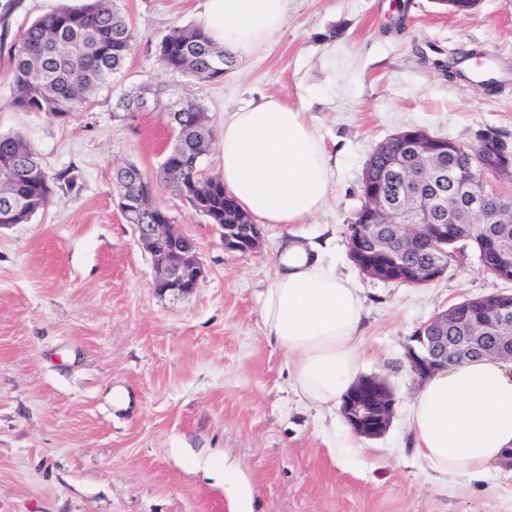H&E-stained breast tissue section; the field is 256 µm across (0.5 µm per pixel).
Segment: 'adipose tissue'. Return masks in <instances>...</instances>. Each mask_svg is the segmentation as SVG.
<instances>
[{"label": "adipose tissue", "mask_w": 512, "mask_h": 512, "mask_svg": "<svg viewBox=\"0 0 512 512\" xmlns=\"http://www.w3.org/2000/svg\"><path fill=\"white\" fill-rule=\"evenodd\" d=\"M288 0H205L199 25L238 60L259 54L282 30ZM220 176L240 207L287 235L260 308L263 335L283 352L295 392L311 408L335 411L354 383L363 346L364 304L322 246L296 225L322 211L334 172L306 112L256 94L225 112ZM417 454L435 473L469 482L512 447V361L474 358L427 379L408 407Z\"/></svg>", "instance_id": "adipose-tissue-1"}]
</instances>
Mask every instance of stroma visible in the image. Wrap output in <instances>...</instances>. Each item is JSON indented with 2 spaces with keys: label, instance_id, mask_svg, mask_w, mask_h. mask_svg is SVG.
<instances>
[{
  "label": "stroma",
  "instance_id": "1",
  "mask_svg": "<svg viewBox=\"0 0 512 512\" xmlns=\"http://www.w3.org/2000/svg\"><path fill=\"white\" fill-rule=\"evenodd\" d=\"M203 2L116 0L138 34L125 67L59 120L10 105L8 54L60 0H0V132H22L49 173L76 176L31 223L0 227V512H235L228 479L254 512H512L511 469L465 485L416 455L406 415L420 383L405 359L435 312L510 293L512 282L474 258L425 287L370 279L346 239L365 164L389 136L420 128L474 147L493 128L512 144V0H480L468 15L437 0H289L266 54L211 82L155 57ZM139 87L146 107L119 109ZM256 88L305 108L336 172L335 199L300 230L360 286V374L395 398L388 430L361 437L358 453L331 449L344 416L307 409L263 337L261 294L284 228L262 225L257 252H228L205 217L156 186L153 203L196 241L205 269L176 298L154 290L152 258L117 206L116 164L153 176L163 160L162 103L197 100L218 132L225 109Z\"/></svg>",
  "mask_w": 512,
  "mask_h": 512
}]
</instances>
